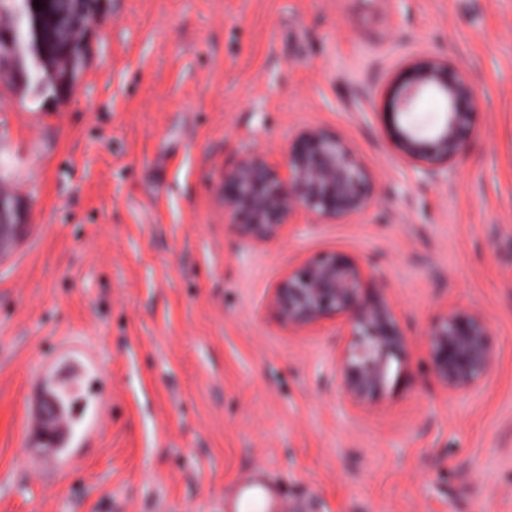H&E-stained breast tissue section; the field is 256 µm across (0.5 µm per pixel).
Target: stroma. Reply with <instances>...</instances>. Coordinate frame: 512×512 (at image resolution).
<instances>
[{"instance_id": "1", "label": "stroma", "mask_w": 512, "mask_h": 512, "mask_svg": "<svg viewBox=\"0 0 512 512\" xmlns=\"http://www.w3.org/2000/svg\"><path fill=\"white\" fill-rule=\"evenodd\" d=\"M463 69L477 126L447 177L404 163L385 97L415 60ZM306 128L371 177L364 211L258 243L224 211L248 151ZM0 512H223L260 469L283 512H512V0H97L65 100L0 78ZM342 250L412 344L364 408L342 320L293 332L270 297ZM480 315L495 366L466 395L429 369L445 311ZM85 376L66 451L25 423L44 362ZM23 209L20 203L0 197V246H3L6 232L22 222Z\"/></svg>"}]
</instances>
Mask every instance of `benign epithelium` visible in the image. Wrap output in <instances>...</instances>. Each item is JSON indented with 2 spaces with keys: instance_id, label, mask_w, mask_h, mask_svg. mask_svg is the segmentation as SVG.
<instances>
[{
  "instance_id": "1",
  "label": "benign epithelium",
  "mask_w": 512,
  "mask_h": 512,
  "mask_svg": "<svg viewBox=\"0 0 512 512\" xmlns=\"http://www.w3.org/2000/svg\"><path fill=\"white\" fill-rule=\"evenodd\" d=\"M427 90L446 100V118L433 135L400 119L413 111ZM401 159L428 175L448 173L464 153L475 129V95L466 75L432 58L406 66L386 100ZM224 210L238 232L256 242L276 237L290 221L306 214L316 221L336 220L365 210L374 187L345 144L321 129L299 133L288 147L286 173L264 159L244 155L224 172ZM23 209L0 197V246L6 232L22 222ZM364 269L348 254L329 251L289 270L273 289L271 305L280 323L293 330L339 316L352 341L338 362L341 388L356 406L381 393L392 362L409 337L391 306L365 288ZM431 369L448 391L471 392L492 369L496 346L486 322L453 313L427 332Z\"/></svg>"
}]
</instances>
